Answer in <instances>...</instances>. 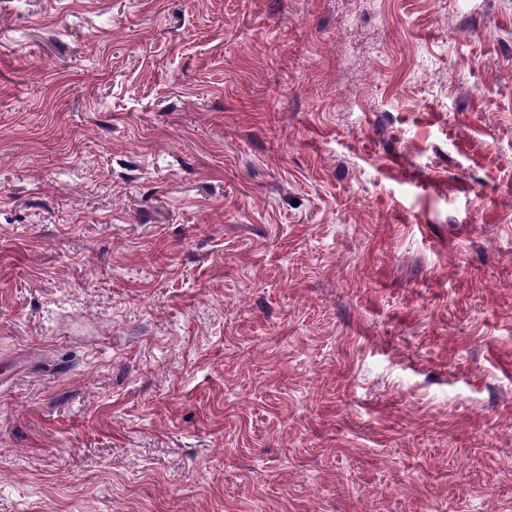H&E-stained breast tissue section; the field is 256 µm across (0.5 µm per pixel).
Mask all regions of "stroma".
Wrapping results in <instances>:
<instances>
[{"label":"stroma","mask_w":512,"mask_h":512,"mask_svg":"<svg viewBox=\"0 0 512 512\" xmlns=\"http://www.w3.org/2000/svg\"><path fill=\"white\" fill-rule=\"evenodd\" d=\"M0 512H512V0H0Z\"/></svg>","instance_id":"obj_1"}]
</instances>
